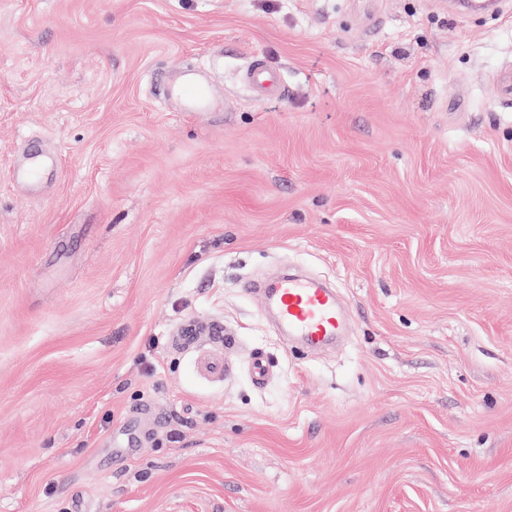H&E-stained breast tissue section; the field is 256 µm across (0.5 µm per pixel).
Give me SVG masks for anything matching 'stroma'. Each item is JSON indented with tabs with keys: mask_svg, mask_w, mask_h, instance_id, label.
I'll return each instance as SVG.
<instances>
[{
	"mask_svg": "<svg viewBox=\"0 0 512 512\" xmlns=\"http://www.w3.org/2000/svg\"><path fill=\"white\" fill-rule=\"evenodd\" d=\"M452 2L0 0V512H512V0ZM247 82L249 86L261 96L275 95L277 92L274 91L280 87L278 74L260 63L248 72ZM267 303L293 336L310 347L332 342L344 326L336 292L302 276H282L264 291ZM201 331L195 323H188L182 330V340L185 344L190 346L195 341L202 337H206L210 340L218 341L222 346L224 343V363L222 357L217 353L203 354L199 358V368L202 372L207 374H222L227 375L229 372V363L226 359L227 353L230 349L235 346V342L230 336H223L222 330H208V335L212 336H198Z\"/></svg>",
	"mask_w": 512,
	"mask_h": 512,
	"instance_id": "1",
	"label": "stroma"
}]
</instances>
